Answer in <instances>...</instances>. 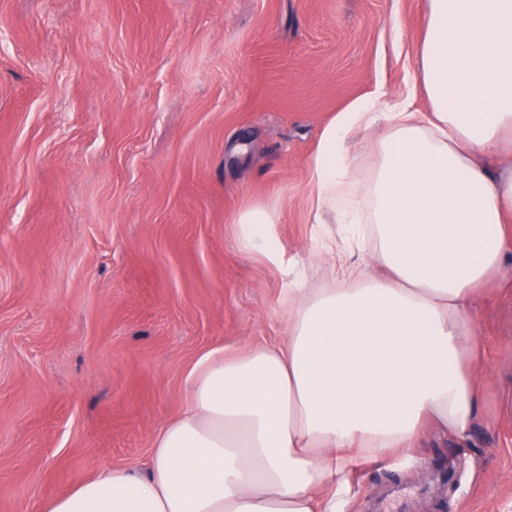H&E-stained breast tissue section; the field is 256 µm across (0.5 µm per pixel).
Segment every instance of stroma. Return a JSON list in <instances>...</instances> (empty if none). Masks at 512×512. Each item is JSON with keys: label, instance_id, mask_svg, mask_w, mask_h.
Returning <instances> with one entry per match:
<instances>
[{"label": "stroma", "instance_id": "obj_1", "mask_svg": "<svg viewBox=\"0 0 512 512\" xmlns=\"http://www.w3.org/2000/svg\"><path fill=\"white\" fill-rule=\"evenodd\" d=\"M425 0H0V512L146 463L205 353L287 336L288 279L233 220L279 204L307 265L308 161L371 95L417 89ZM475 298L467 442L349 474L341 512H512V261Z\"/></svg>", "mask_w": 512, "mask_h": 512}]
</instances>
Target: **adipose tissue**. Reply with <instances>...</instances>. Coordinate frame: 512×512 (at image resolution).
Returning <instances> with one entry per match:
<instances>
[{"instance_id": "ef3b65f1", "label": "adipose tissue", "mask_w": 512, "mask_h": 512, "mask_svg": "<svg viewBox=\"0 0 512 512\" xmlns=\"http://www.w3.org/2000/svg\"><path fill=\"white\" fill-rule=\"evenodd\" d=\"M417 49L428 116L379 97L340 112L309 161L333 282L294 277L276 202L234 220L239 246L288 275V339L192 369L190 408L152 442L146 473L104 467L41 512H338L362 457L416 447L426 423L468 440L481 386L472 305L512 252V0H426ZM385 122L367 160L356 132ZM371 254L387 271L371 274Z\"/></svg>"}]
</instances>
